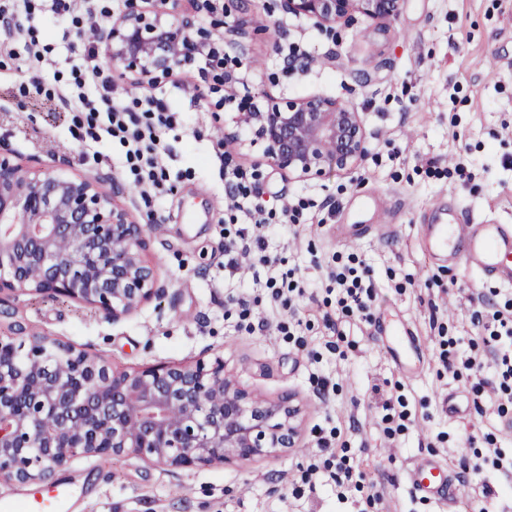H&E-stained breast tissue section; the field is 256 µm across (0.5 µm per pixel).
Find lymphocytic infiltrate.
I'll return each mask as SVG.
<instances>
[{
  "label": "lymphocytic infiltrate",
  "mask_w": 512,
  "mask_h": 512,
  "mask_svg": "<svg viewBox=\"0 0 512 512\" xmlns=\"http://www.w3.org/2000/svg\"><path fill=\"white\" fill-rule=\"evenodd\" d=\"M46 7L54 19H62L82 9L86 19L84 25L67 30L70 41L88 48L86 71L91 77L103 72L93 47L98 40V25L92 0H46ZM55 99L71 112L86 116V133L91 140L116 137L126 149V160L135 174L134 188L143 199H150L162 191L163 169L161 155L164 151L162 134L174 124L175 114L167 99L150 96L131 100H115L108 95H90L85 81L60 89ZM224 182L228 187L232 218H240L250 224V231L240 232L237 241L229 243L224 254V265L233 269L240 258L249 256L262 266L272 268L277 264L274 257L265 252V237L270 229L266 212L252 188L247 185L244 173L232 163L224 165ZM336 286L338 304L351 312L368 311L376 298L375 283L368 269L347 267L331 274ZM496 324L491 335L495 341L504 343L503 351L497 352L495 360L500 368L501 382L493 388L495 402L512 401V318L495 312Z\"/></svg>",
  "instance_id": "obj_1"
}]
</instances>
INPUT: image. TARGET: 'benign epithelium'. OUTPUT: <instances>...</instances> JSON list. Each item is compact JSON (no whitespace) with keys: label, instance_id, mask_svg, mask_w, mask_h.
Instances as JSON below:
<instances>
[{"label":"benign epithelium","instance_id":"obj_1","mask_svg":"<svg viewBox=\"0 0 512 512\" xmlns=\"http://www.w3.org/2000/svg\"><path fill=\"white\" fill-rule=\"evenodd\" d=\"M402 0H281L328 35L354 13L390 20ZM131 7L100 31L113 61L142 78L167 79L206 46L191 38L195 19L167 9ZM177 14L168 24L162 16ZM239 128L264 143L265 157L299 178L353 169L366 155L357 110L336 98L270 100L265 112H240ZM0 144V320L6 296L32 292L128 314L159 294L146 259L148 226L116 204L125 189L109 176L70 178L25 171ZM14 322L0 335V483L51 481L76 456L132 454L197 468L246 462L295 446L298 406L265 400L207 366L153 365L116 372L87 352L46 337L16 341Z\"/></svg>","mask_w":512,"mask_h":512}]
</instances>
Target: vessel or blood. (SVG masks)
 Returning <instances> with one entry per match:
<instances>
[{"instance_id":"obj_1","label":"vessel or blood","mask_w":512,"mask_h":512,"mask_svg":"<svg viewBox=\"0 0 512 512\" xmlns=\"http://www.w3.org/2000/svg\"><path fill=\"white\" fill-rule=\"evenodd\" d=\"M427 246L448 259H463L483 279L501 285H512V224H473L451 218L450 222L428 227ZM415 492L438 501L455 500L459 488L449 468L435 459L415 461L408 471ZM72 493L67 485L47 492H36L15 510L7 502L0 512H68Z\"/></svg>"}]
</instances>
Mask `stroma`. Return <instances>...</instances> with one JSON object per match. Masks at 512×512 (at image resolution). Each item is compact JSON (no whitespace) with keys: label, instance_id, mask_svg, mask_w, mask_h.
<instances>
[{"label":"stroma","instance_id":"35a3bbf8","mask_svg":"<svg viewBox=\"0 0 512 512\" xmlns=\"http://www.w3.org/2000/svg\"><path fill=\"white\" fill-rule=\"evenodd\" d=\"M197 29L221 41L232 59L235 98L218 106L217 65L181 64L172 77L149 85L136 73L111 67L112 95H165L176 122L164 137V190L152 206L135 193L119 203L148 225L147 256L164 293L114 320L72 300L18 294L14 306L28 332L69 343L116 370L160 363H213L250 392L291 396L301 409L294 447L274 456L194 470L127 455L78 457L57 471L71 486L69 512H512V491L496 466L494 449L512 455L499 415L477 383L499 385L494 343L485 322L512 301V286L482 280L463 262L436 260L425 248L424 226L443 208L483 224H512V0H403L397 17L374 21L353 14L327 37L313 20L283 12L280 0H218L196 8ZM52 45L51 67L35 70L23 41L0 45V140L22 168L61 167L69 177L101 174L131 185L118 140L89 142L73 115L47 94L70 84L84 67L82 45L67 44L33 0L26 23ZM192 74L187 92L175 81ZM40 76L41 90L31 86ZM334 97L353 105L368 132L367 155L354 169L293 178L272 165L248 131L229 145L235 162L253 173L260 200L272 209L267 251L280 270H293L304 296L270 308L252 307L239 326L237 299L259 288L258 271L242 260L224 273L229 235L224 175L215 140L234 131L237 112L267 98ZM105 162L94 161V153ZM299 205L296 222H283L286 205ZM370 270L377 297L367 314L341 310L329 293L335 264ZM302 321L304 346L277 324ZM342 333L333 335L326 319ZM407 326L417 340L416 372L396 365L386 327ZM477 353L481 370L446 365L444 354ZM457 393L468 418L448 415L443 401ZM345 448L346 465L364 472L359 486L338 492L332 481L306 480L323 463L322 438ZM432 457L459 472L476 464L464 494L444 505L414 492L411 464ZM374 507H366L369 495Z\"/></svg>","mask_w":512,"mask_h":512}]
</instances>
